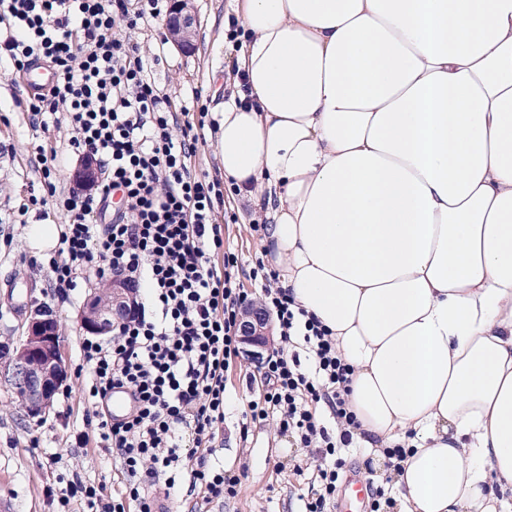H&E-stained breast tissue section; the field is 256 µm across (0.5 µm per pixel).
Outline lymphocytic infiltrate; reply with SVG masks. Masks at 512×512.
I'll return each mask as SVG.
<instances>
[{
    "mask_svg": "<svg viewBox=\"0 0 512 512\" xmlns=\"http://www.w3.org/2000/svg\"><path fill=\"white\" fill-rule=\"evenodd\" d=\"M167 0H0V68L20 74L46 64L56 75L47 90L27 98L39 148L45 197L19 207L54 203L66 222L49 262L58 292L96 275L125 274L145 288L142 302L118 322L107 341L87 338L81 358L89 369L87 421L97 444L123 461L125 484L112 496L73 476L57 495L59 507L82 498L88 512H154L148 480L167 485L191 475L205 500L232 498L241 477L212 466L224 422V374L239 354L238 309L247 300L236 284L235 253L224 251L220 181L198 173L193 160L206 141L201 89L173 103L151 77L158 55L132 34L152 26ZM67 124L72 151L91 155L104 170L95 192L58 195V151L51 135ZM223 251V262L211 259ZM265 305L275 314L282 345L260 371V394L248 404L251 422L275 421L301 447L318 449L319 488L306 512H326L346 467L344 450L357 421L347 408L348 376L327 331L261 272ZM313 354L302 366L289 348L295 332ZM129 398L112 416L113 393ZM330 410L339 428L320 426L313 405Z\"/></svg>",
    "mask_w": 512,
    "mask_h": 512,
    "instance_id": "obj_1",
    "label": "lymphocytic infiltrate"
}]
</instances>
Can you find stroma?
Wrapping results in <instances>:
<instances>
[{
    "label": "stroma",
    "mask_w": 512,
    "mask_h": 512,
    "mask_svg": "<svg viewBox=\"0 0 512 512\" xmlns=\"http://www.w3.org/2000/svg\"><path fill=\"white\" fill-rule=\"evenodd\" d=\"M198 25L196 46L182 52L164 45L151 77L162 92L185 98L193 88L208 97L205 118L207 143L195 158L198 172L223 177L216 148V123L224 110V73L234 69L236 50L225 35L232 0H193ZM16 92L9 76L0 74V337L16 336L26 316L35 307L47 306L59 325L64 358L70 376L54 410L42 420L28 418L7 388H0V512H57L58 505L47 494L60 477L80 474L83 481L112 489L121 475L122 461L97 446L96 433L84 423L86 404L80 372V346L85 337L79 313L91 289L101 278L79 282L75 290L60 295L49 277L51 250L36 251L28 238V227L49 222L62 224L57 212L43 214L30 208L19 215L18 207L30 193H42L38 163L40 134L24 108L14 103ZM231 217L224 225V245L239 258L237 281L250 302L262 296L260 282L250 270L260 257V234L252 226L263 223L250 204L236 193L224 198ZM257 364L238 356L225 374L226 410L220 432L223 441L211 458L214 465L243 472L236 497L203 503L189 482L167 488L157 476L150 488L160 512H305L309 482L318 458L314 449L298 447L294 438L279 433L273 423L245 426L244 412L253 393L246 374ZM85 442H77L78 433Z\"/></svg>",
    "instance_id": "1"
}]
</instances>
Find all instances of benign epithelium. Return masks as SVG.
Segmentation results:
<instances>
[{
  "mask_svg": "<svg viewBox=\"0 0 512 512\" xmlns=\"http://www.w3.org/2000/svg\"><path fill=\"white\" fill-rule=\"evenodd\" d=\"M171 43L182 51L194 49L197 18L191 0H175L164 22ZM93 160H83L74 173L77 185L93 188L99 179ZM134 288L124 277L112 275L100 288L91 289L80 314L81 328L91 335L112 330L134 302ZM244 350L251 361H258L271 344L272 319L268 311L252 303L238 319ZM68 369L63 358L57 321L44 308L30 312L24 335L0 344V382L9 385L18 401L32 417H44L54 408L56 395L66 383Z\"/></svg>",
  "mask_w": 512,
  "mask_h": 512,
  "instance_id": "obj_1",
  "label": "benign epithelium"
}]
</instances>
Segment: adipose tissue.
Returning <instances> with one entry per match:
<instances>
[{
    "label": "adipose tissue",
    "instance_id": "adipose-tissue-1",
    "mask_svg": "<svg viewBox=\"0 0 512 512\" xmlns=\"http://www.w3.org/2000/svg\"><path fill=\"white\" fill-rule=\"evenodd\" d=\"M217 148L399 512H512V0H234Z\"/></svg>",
    "mask_w": 512,
    "mask_h": 512
}]
</instances>
